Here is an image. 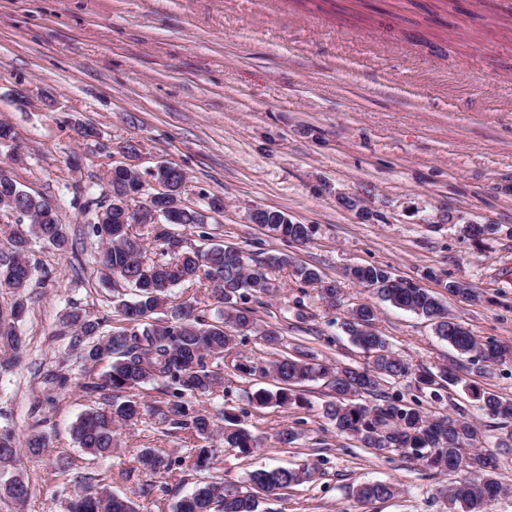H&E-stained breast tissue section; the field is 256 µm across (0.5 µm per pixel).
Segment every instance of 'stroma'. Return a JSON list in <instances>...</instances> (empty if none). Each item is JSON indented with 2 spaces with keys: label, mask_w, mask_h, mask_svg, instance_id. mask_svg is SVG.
Segmentation results:
<instances>
[{
  "label": "stroma",
  "mask_w": 512,
  "mask_h": 512,
  "mask_svg": "<svg viewBox=\"0 0 512 512\" xmlns=\"http://www.w3.org/2000/svg\"><path fill=\"white\" fill-rule=\"evenodd\" d=\"M511 12L512 0H0V123L16 133L0 144V167L53 203L70 240L63 253L31 243L24 346L0 370V430L16 436L10 470L29 495L20 505L1 497L0 512H67L75 494L103 486L130 496L138 512H174L197 481L240 483L256 469L301 463L314 467L313 480L267 498L269 512H448L442 490L459 474H433L408 453L379 455L337 432L322 414L319 382L303 387L304 404L259 408L248 398L257 382L225 374L223 386L187 400L215 422L205 439L171 428L166 397L149 384L111 458L78 448L72 423L109 399L82 389L85 343L66 316L79 310L108 331L122 324L79 203L121 142L138 143L141 170L180 167L189 206L202 207L205 193L224 199L223 213L207 218L208 238L187 233L188 245L224 243L254 261L288 256L289 266L269 272L275 293L251 305L288 348L321 363L367 361L340 328L371 298L347 278L354 265L428 288L480 342L512 344V32L502 21ZM85 126L95 139L79 137ZM257 208L308 225V242L253 224ZM472 224L488 226L481 241L468 236ZM295 265L336 280L340 305L328 308L296 280ZM451 281L468 283L480 301L451 295ZM377 308L378 331L412 368L458 365L480 389L512 399V362L484 373L425 319ZM386 390L476 424L508 489L491 512H512V451L498 446L512 421L484 415L458 386L434 393L408 377ZM227 409L258 438L251 457L225 447ZM286 428L299 434L288 446L277 440ZM35 434L47 451H29ZM203 446L216 454L200 469L191 451ZM146 448L173 468L142 470ZM368 481L394 484L395 496L360 504L353 490Z\"/></svg>",
  "instance_id": "obj_1"
}]
</instances>
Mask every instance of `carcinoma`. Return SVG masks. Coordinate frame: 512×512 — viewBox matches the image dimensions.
I'll list each match as a JSON object with an SVG mask.
<instances>
[{
	"label": "carcinoma",
	"instance_id": "obj_1",
	"mask_svg": "<svg viewBox=\"0 0 512 512\" xmlns=\"http://www.w3.org/2000/svg\"><path fill=\"white\" fill-rule=\"evenodd\" d=\"M154 178L172 181L178 216L176 224L199 228L206 236L201 215L182 200L186 187V173L176 167L170 172L158 171ZM138 177L134 168L115 169L108 180L109 199L94 198L87 202L89 224L102 247L100 266L103 281L132 290L133 298L122 297L112 301L115 313L125 322L117 331L102 334L100 322L92 321L75 311L70 321L77 335L91 336L83 357L90 364L110 362V369L95 377L85 371V382L80 384L87 393H112L109 408H92L84 412L72 425L74 441L86 453L96 458L112 455L117 426L138 420L140 403L123 398L147 384L157 383L166 395L177 398L171 407L170 425L191 431L199 436L211 433L213 420L197 414L183 405L179 398L202 395L222 382L213 360L221 359L229 372L261 379L269 378L277 390L261 388L251 394V401L259 407L270 404L288 406L302 402L297 388L307 382L322 380L332 400L326 402L323 414L334 423L336 430L356 438L364 447L380 453L391 450L409 451L425 468L436 474L448 473L454 460L458 470L473 478L457 481L444 490L448 498V512H490L491 505L508 492L494 477V457L478 447L482 431L471 421L450 415L432 414L420 408L399 403L385 393L384 383L415 375L418 384L430 388L441 381L451 386L463 385L471 391L480 409L490 417L512 420V400L471 387L453 368L442 367L433 372L422 368L412 372L411 367L398 357L375 326L376 309L370 302L352 307L342 322L344 332L354 345L367 354L364 366H336L315 364L308 353L295 348L283 349V336L275 325L261 326L255 308L249 299L257 294L273 293L266 269L290 264L288 257L270 255L265 261L251 264L244 253L231 246L213 244L206 250H193L186 239L171 231L165 224L155 232L156 257L146 256L148 247L144 237L133 230L130 221L121 216L128 202L137 192ZM24 202L28 229L18 227L8 231L9 252L0 251V262L12 265L10 277L0 271V287H6L17 296L13 311H23V298L32 279L34 264L30 254V239L35 236L57 251L68 248V237L57 218L44 220V212L55 214L52 205L43 198L29 195L16 181L0 169V210L15 209L16 197ZM283 212L273 210L262 216V226L273 235L305 244L309 227L305 224H282ZM295 279L305 284L318 285L319 295L329 306L338 302L336 282L326 279L317 269L297 266ZM206 279L212 297L224 305L221 318L207 321L196 312L190 301L179 304L165 319L168 294L171 288ZM352 278L363 286L372 285V293L379 299L407 312L419 315L433 324L437 336L448 342L462 355L475 354L494 365L512 358V347L507 344L485 345L455 317L429 289L408 283L393 286L394 277L382 267L368 265L354 269ZM249 331L260 334L273 349L276 358L264 365H254L232 353L235 337ZM0 342L18 351L22 339L13 327L0 325ZM375 396L384 404L369 407L360 397ZM224 446L248 456L256 451L258 439L245 427L240 418L224 412ZM17 455L13 434H0V463L9 466ZM139 462L155 474L165 473L172 461L157 451L146 448ZM313 468L307 464L251 472L243 486L224 481H202L193 492L175 505V512H264V497L279 494L311 479ZM0 491L21 502L28 495L20 479L0 480ZM360 502L387 500L395 495V487L388 482H365L354 489ZM68 512H136L135 503L126 496L112 492L77 494L68 502Z\"/></svg>",
	"mask_w": 512,
	"mask_h": 512
}]
</instances>
